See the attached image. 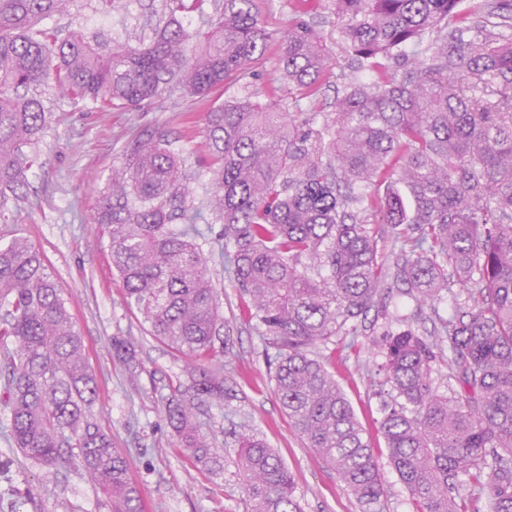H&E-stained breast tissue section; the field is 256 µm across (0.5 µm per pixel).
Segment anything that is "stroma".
<instances>
[{"label":"stroma","instance_id":"stroma-1","mask_svg":"<svg viewBox=\"0 0 512 512\" xmlns=\"http://www.w3.org/2000/svg\"><path fill=\"white\" fill-rule=\"evenodd\" d=\"M255 6L266 29L278 36L251 81L252 90L262 93L278 75L279 38L287 32L292 12L290 0H255ZM162 11L163 0H125L124 9L112 14L103 10L101 0H76L71 16H57L53 22L107 41L147 43ZM40 93L49 119L35 147L38 160L28 174L27 196L12 204L7 221H0V244L23 235L46 256L100 386L92 412L115 447L128 456L146 512H245L236 440L246 429L264 438L294 474L302 512H361L334 471L293 431L273 392L264 343L243 319L244 299L224 268L221 224H212L201 245L210 258L223 313L238 322L232 335L217 346V360L224 366L223 404L195 401L197 419L218 460L207 470L186 455L165 414L168 398L189 392L187 360L151 336L140 315L126 305L112 272L106 236L94 221L98 192L118 164L125 142L138 133L165 131L193 170L197 189L205 190L208 176L196 163L201 131L209 108L238 95V88L221 89L203 99L172 94L142 105L134 125L127 113L74 103L54 86L41 87ZM413 307L409 297L394 296L386 311L368 312L359 338L361 351L341 345L325 350L378 457L385 480L380 512L414 508L388 462L379 431L381 399L368 377L377 356L367 342L390 315ZM116 336L132 337L135 369L114 358ZM7 428L8 414L0 409V512H109L104 496L81 468L43 466L26 459Z\"/></svg>","mask_w":512,"mask_h":512}]
</instances>
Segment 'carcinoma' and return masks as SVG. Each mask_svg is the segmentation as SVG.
Wrapping results in <instances>:
<instances>
[{
	"mask_svg": "<svg viewBox=\"0 0 512 512\" xmlns=\"http://www.w3.org/2000/svg\"><path fill=\"white\" fill-rule=\"evenodd\" d=\"M74 6L0 0V218L27 195L47 123L36 87L133 112L172 91L238 86L244 95L212 107L202 130V205L162 131L133 136L100 189L95 220L126 304L195 362L194 395L222 404L224 366L212 363L229 324L197 239L198 223L223 224L225 267L269 351L282 410L362 512H377V456L316 349L349 336L354 348L368 311L402 292L416 311L368 343L384 358L373 385L390 397L380 420L389 463L415 512H512V37L500 32L512 29V0H333L352 72L371 80L345 82L330 112L316 96L331 53L304 19L315 0H296L279 71L309 108L293 113L248 92L270 40L254 0H224L193 43L178 14L203 2L167 0L149 44L107 52L44 25ZM0 309V402L16 447L45 465L78 462L111 512H144L127 455L92 416L99 387L82 337L24 237L0 245ZM165 413L191 457L208 462L192 403L173 397ZM238 448L246 512H300L295 478L265 440L245 433Z\"/></svg>",
	"mask_w": 512,
	"mask_h": 512,
	"instance_id": "1",
	"label": "carcinoma"
}]
</instances>
